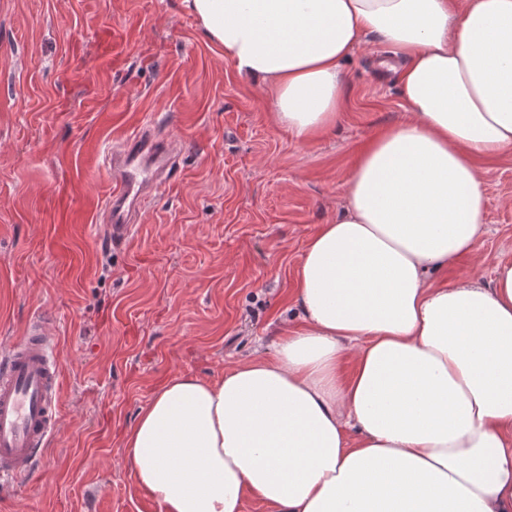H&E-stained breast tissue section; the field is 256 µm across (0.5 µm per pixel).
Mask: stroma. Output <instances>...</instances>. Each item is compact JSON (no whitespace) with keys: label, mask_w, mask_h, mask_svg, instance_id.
Segmentation results:
<instances>
[{"label":"stroma","mask_w":512,"mask_h":512,"mask_svg":"<svg viewBox=\"0 0 512 512\" xmlns=\"http://www.w3.org/2000/svg\"><path fill=\"white\" fill-rule=\"evenodd\" d=\"M342 65L336 126L278 128L182 0H0V343L48 315L60 423L0 512H162L124 445L159 381L219 378L300 321L306 245L367 144L405 120L371 35ZM164 123L180 166L109 245L93 152ZM482 251L512 260V152L479 156Z\"/></svg>","instance_id":"35a3bbf8"}]
</instances>
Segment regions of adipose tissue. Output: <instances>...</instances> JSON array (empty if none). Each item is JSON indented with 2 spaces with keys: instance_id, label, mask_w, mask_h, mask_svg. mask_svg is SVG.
<instances>
[{
  "instance_id": "adipose-tissue-1",
  "label": "adipose tissue",
  "mask_w": 512,
  "mask_h": 512,
  "mask_svg": "<svg viewBox=\"0 0 512 512\" xmlns=\"http://www.w3.org/2000/svg\"><path fill=\"white\" fill-rule=\"evenodd\" d=\"M182 3L298 137L335 127L371 34L410 117L309 239L301 329L156 387L125 438L138 486L163 512H242L249 493L270 512H512V261L479 250L473 162L512 151V0ZM463 257L491 283L432 284Z\"/></svg>"
}]
</instances>
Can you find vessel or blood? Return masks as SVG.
Wrapping results in <instances>:
<instances>
[{
    "mask_svg": "<svg viewBox=\"0 0 512 512\" xmlns=\"http://www.w3.org/2000/svg\"><path fill=\"white\" fill-rule=\"evenodd\" d=\"M176 152L149 124L100 159L111 193L101 204L106 238L117 245L132 236L148 194L173 166ZM60 363L46 319L30 322L23 336L0 347V485L18 489L30 480L58 419Z\"/></svg>",
    "mask_w": 512,
    "mask_h": 512,
    "instance_id": "b4317fda",
    "label": "vessel or blood"
}]
</instances>
